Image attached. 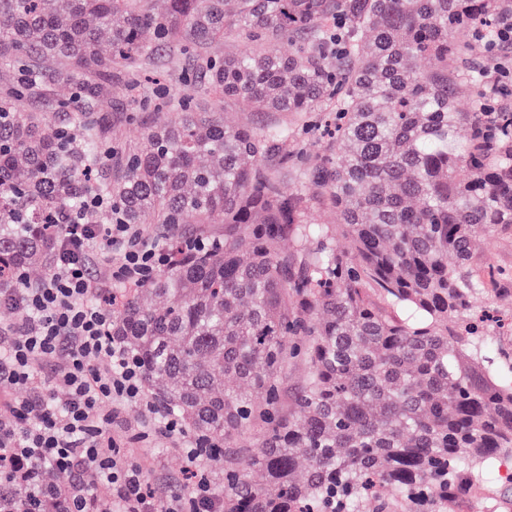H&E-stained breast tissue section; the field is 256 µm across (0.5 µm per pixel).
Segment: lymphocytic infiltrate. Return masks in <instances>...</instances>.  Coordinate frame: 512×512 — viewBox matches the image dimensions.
<instances>
[{
  "label": "lymphocytic infiltrate",
  "mask_w": 512,
  "mask_h": 512,
  "mask_svg": "<svg viewBox=\"0 0 512 512\" xmlns=\"http://www.w3.org/2000/svg\"><path fill=\"white\" fill-rule=\"evenodd\" d=\"M94 195L64 217L57 255L32 286L0 293V309L17 321L0 324V388L22 389L0 418V512H222L224 501L206 481L189 495L161 499L140 464L122 453L112 427L126 404L142 403L155 430L183 448L186 470L197 473L201 452L178 420L161 414L146 396L135 358L112 336V305L119 286L142 285L171 260L165 244L144 237L140 226L100 227L106 207ZM96 251L113 265L112 285H93L86 255ZM54 480H47L46 471ZM106 483L107 496L94 482Z\"/></svg>",
  "instance_id": "obj_1"
}]
</instances>
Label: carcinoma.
I'll list each match as a JSON object with an SVG mask.
<instances>
[{
  "label": "carcinoma",
  "instance_id": "1",
  "mask_svg": "<svg viewBox=\"0 0 512 512\" xmlns=\"http://www.w3.org/2000/svg\"><path fill=\"white\" fill-rule=\"evenodd\" d=\"M508 12L502 0H0V58L23 63L0 99V290L51 265L62 215L92 194L121 224L150 215L201 236L222 224L205 251L172 241L173 261L112 311V335L159 406L212 444L203 464L224 454V512H447L512 456V354H491L468 313L467 267L478 230L512 227V111L488 90L475 112L454 103L458 81L483 78L465 65L474 29ZM233 36L250 48L206 58L224 103L336 112L344 160L312 166L340 224L303 223L262 167L288 124L231 125L189 89L112 171L89 76ZM282 38L294 54L278 53ZM426 56L437 66L421 72ZM50 65L83 98L58 102L68 122L47 135V116L17 104ZM293 225L314 245L297 270L277 251ZM297 357L308 376L288 416L281 373ZM256 428L257 447H237Z\"/></svg>",
  "mask_w": 512,
  "mask_h": 512
}]
</instances>
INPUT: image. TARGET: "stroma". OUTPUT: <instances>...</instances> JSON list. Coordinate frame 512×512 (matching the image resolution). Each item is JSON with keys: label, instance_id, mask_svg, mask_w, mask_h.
Listing matches in <instances>:
<instances>
[{"label": "stroma", "instance_id": "stroma-1", "mask_svg": "<svg viewBox=\"0 0 512 512\" xmlns=\"http://www.w3.org/2000/svg\"><path fill=\"white\" fill-rule=\"evenodd\" d=\"M196 86V103L208 109L218 96L208 84L198 58L179 50H150L136 68H122L102 73L97 82L101 88L95 109L101 123L112 133L113 146L126 149L142 145L144 134L167 121L170 113L159 104L160 90L171 92L186 82ZM326 113L304 112L294 120V134L287 149H273L263 166L280 183L283 190L300 195L303 220L309 224L339 222L335 207L324 190L316 186L310 175L308 161L319 157L341 160L343 151L324 128ZM477 245L467 265L474 274L486 276L495 271L500 275L495 284L485 285L470 299L473 312L495 306L504 320L512 321V230L479 231ZM128 458L141 463L145 476L156 492H166L174 485L194 484V477L184 469L181 449L163 433L153 432L126 450ZM448 512H512V485L497 480L495 491H477L449 503Z\"/></svg>", "mask_w": 512, "mask_h": 512}]
</instances>
